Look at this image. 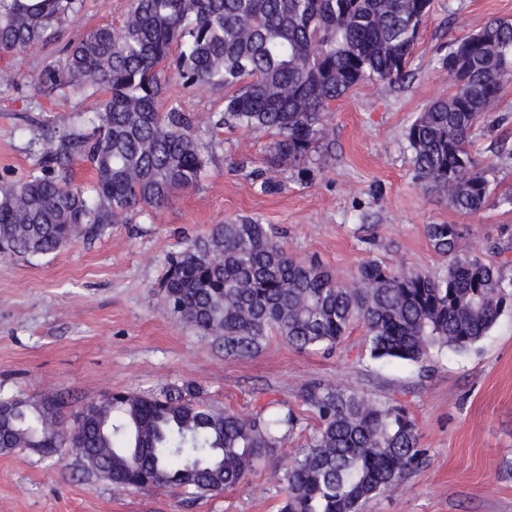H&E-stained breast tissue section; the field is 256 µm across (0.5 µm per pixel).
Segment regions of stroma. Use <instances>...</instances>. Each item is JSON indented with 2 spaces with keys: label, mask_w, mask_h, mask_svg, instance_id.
<instances>
[{
  "label": "stroma",
  "mask_w": 512,
  "mask_h": 512,
  "mask_svg": "<svg viewBox=\"0 0 512 512\" xmlns=\"http://www.w3.org/2000/svg\"><path fill=\"white\" fill-rule=\"evenodd\" d=\"M129 0H83L58 43L0 53V183L35 172L46 129L64 135L95 110L100 95L40 93L29 77L56 61L61 45L97 26L120 27ZM493 19L512 21V0H432L402 82L356 86L328 117V153L309 183L279 177L277 193H257L251 171L272 140L263 130L209 128L224 94L171 79L161 108L177 106L203 126L210 160L197 187L163 207L115 224L94 240L48 254L0 255V397L60 403L71 430L89 401L115 390L159 394L194 383L217 408L243 415L276 401L301 417L284 448L267 454L239 486L193 499L173 488L124 490L89 472L72 453L30 448L0 452V512H279L289 449L316 421L302 401L314 383L344 384L404 406L419 433V465L361 512H512V311L463 353L431 351L421 364L371 359L360 332L333 354L297 352L279 337L250 358L225 356L224 342L165 310L167 258L214 224L250 218L282 233L289 253L318 257L341 281L374 258L439 276L448 262L429 244L430 224L457 225L463 245L494 257L506 250L512 279V207L454 210L413 179L407 131L428 103L448 94L439 62L456 38ZM497 124L480 123L472 150L496 193L512 192V77L495 102Z\"/></svg>",
  "instance_id": "35a3bbf8"
}]
</instances>
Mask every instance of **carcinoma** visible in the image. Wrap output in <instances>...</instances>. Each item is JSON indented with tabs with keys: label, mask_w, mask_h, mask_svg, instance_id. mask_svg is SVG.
I'll use <instances>...</instances> for the list:
<instances>
[{
	"label": "carcinoma",
	"mask_w": 512,
	"mask_h": 512,
	"mask_svg": "<svg viewBox=\"0 0 512 512\" xmlns=\"http://www.w3.org/2000/svg\"><path fill=\"white\" fill-rule=\"evenodd\" d=\"M79 4L0 0V52L56 41ZM427 16L419 0H132L119 29L86 32L35 79L41 92L66 84L107 96L85 116L86 129L48 141L39 172L0 186V254L47 255L91 241L198 185L207 158L193 118L159 108L170 72L186 88L229 91L213 126L272 134L254 172L258 192L277 187L275 173L309 179L332 104L359 84L399 80ZM440 63L453 88L409 127L413 179L456 211L476 213L491 190L470 138L512 75V22L494 19L462 36ZM75 155L93 171L89 192L71 182ZM426 235L448 259L446 274L369 259L342 283L317 257L290 255L265 225L236 219L173 253L161 288L170 312L224 339L229 356L253 357L272 336L298 351L333 353L359 329L371 359L418 364L435 347L469 350L512 306L501 263L462 251L457 225L428 224ZM302 399L317 428L279 478L280 512H360L418 464L416 422L405 407L342 385H311ZM58 410L50 398L0 399V451L66 443L116 487L194 497L242 483L301 422L275 402L250 417L218 409L189 384L90 401L66 440Z\"/></svg>",
	"instance_id": "obj_1"
}]
</instances>
